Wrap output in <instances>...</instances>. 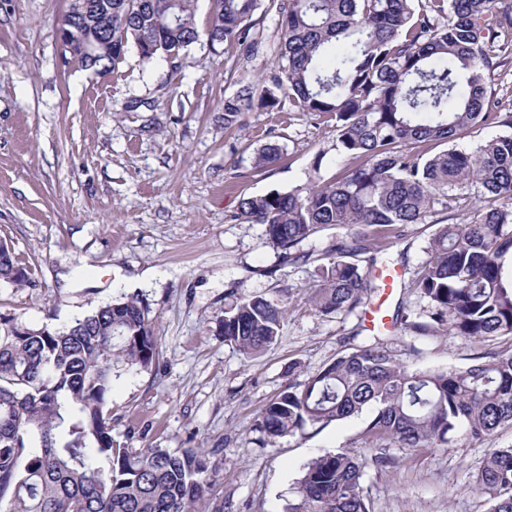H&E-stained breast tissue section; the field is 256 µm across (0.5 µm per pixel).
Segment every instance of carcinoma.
Returning a JSON list of instances; mask_svg holds the SVG:
<instances>
[{
  "label": "carcinoma",
  "mask_w": 512,
  "mask_h": 512,
  "mask_svg": "<svg viewBox=\"0 0 512 512\" xmlns=\"http://www.w3.org/2000/svg\"><path fill=\"white\" fill-rule=\"evenodd\" d=\"M112 11L89 18L102 46L78 63L104 74L129 47L145 61L173 59L206 38L258 53L253 29L265 0H214L199 31L193 0H106ZM279 66L259 89L224 98V128L242 129L250 110L289 105L327 117L333 150L348 160L335 180L306 190H273L240 200L241 215L265 226L289 263L300 246L336 229L328 263L310 286L322 314L350 313L376 288L375 259L410 224L452 208L465 195L480 202L464 223L441 224L414 287L430 322L401 320L477 341L512 339V134L464 147L472 130L512 127V111L485 72L512 57L509 0H277ZM121 51L111 55L107 36ZM432 145L444 149L425 152ZM280 159L262 147L254 167ZM0 281L21 285L26 268L0 265ZM282 301L253 295L224 307V342L246 359L279 338ZM156 337L147 308L123 296L64 331L0 324V512H202L211 466L199 451L112 444L106 402L115 367H151ZM464 368L411 369L374 339L336 357L298 387L288 385L261 411L268 441L369 411L366 431L399 448H441L464 432L481 440L512 425V348L486 351ZM377 463L384 457L374 456ZM349 451L312 458L284 512H369L362 486L369 461ZM475 487L490 512H512V448H492Z\"/></svg>",
  "instance_id": "carcinoma-1"
}]
</instances>
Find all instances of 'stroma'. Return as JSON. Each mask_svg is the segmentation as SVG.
<instances>
[{"mask_svg":"<svg viewBox=\"0 0 512 512\" xmlns=\"http://www.w3.org/2000/svg\"><path fill=\"white\" fill-rule=\"evenodd\" d=\"M68 0H0V240L30 269L21 286L0 283V315L62 330L121 295L146 305L157 355L146 370L112 379V438L132 448H200L216 467L206 512H282L303 466L339 449L374 455L368 414L276 443L256 428L260 411L288 383H304L337 355L366 342L363 309L319 313L310 287L336 235L291 264L263 225L239 216L245 196L307 188L342 169L330 126L303 112L246 116L224 127V100L258 82L278 60L275 10L258 15L262 47L196 43L177 58L143 61L129 49L99 75L65 63L58 39ZM281 158L260 170L257 150ZM474 200L412 224L378 254L394 269L382 289L386 318L425 321L411 281L427 260L438 224L467 218ZM264 295L284 300L279 342L247 360L225 344L227 303ZM383 339L410 368L465 367L477 353L512 340L475 342L443 332L396 328ZM512 446V426L481 441L458 435L446 448H399L371 464L363 487L370 512H488L474 481L489 449Z\"/></svg>","mask_w":512,"mask_h":512,"instance_id":"stroma-1","label":"stroma"}]
</instances>
